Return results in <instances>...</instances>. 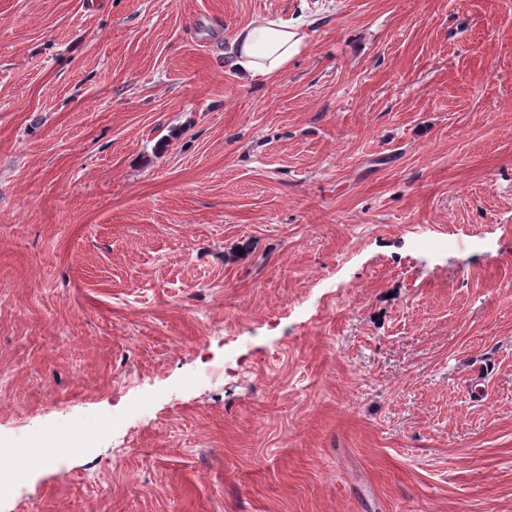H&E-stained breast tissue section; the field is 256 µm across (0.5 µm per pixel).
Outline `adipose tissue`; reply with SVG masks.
<instances>
[{
    "label": "adipose tissue",
    "instance_id": "1",
    "mask_svg": "<svg viewBox=\"0 0 512 512\" xmlns=\"http://www.w3.org/2000/svg\"><path fill=\"white\" fill-rule=\"evenodd\" d=\"M232 45L234 67L243 80L251 81L282 72L300 53L303 37L297 25L257 17L234 32Z\"/></svg>",
    "mask_w": 512,
    "mask_h": 512
}]
</instances>
